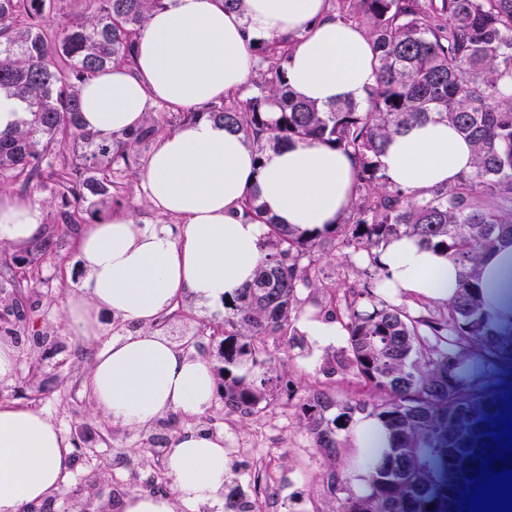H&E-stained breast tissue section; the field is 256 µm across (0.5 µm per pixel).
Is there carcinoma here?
<instances>
[{
    "label": "carcinoma",
    "mask_w": 512,
    "mask_h": 512,
    "mask_svg": "<svg viewBox=\"0 0 512 512\" xmlns=\"http://www.w3.org/2000/svg\"><path fill=\"white\" fill-rule=\"evenodd\" d=\"M84 16L55 21L60 0H0V91L23 104L24 117L0 131V179L20 194L52 184L44 205L65 234L97 219L102 198L141 180L139 151L165 133V106L120 137L82 125L84 82L114 66L133 65V49L152 12L168 0H84ZM336 18L353 19L372 41L376 84L367 107L345 102L319 107L289 89L285 64L293 41L249 44L256 59L251 95L186 112L243 135L257 156L270 141L298 139L332 145L358 164L355 200L343 225L300 231L264 216L246 196L245 214L266 226L272 249L255 277L227 302L224 318V405L243 417L267 401L269 339L289 328L298 292L322 285L312 267L317 251L348 248L369 260L381 281L377 251L411 236L440 247L459 265L457 295L442 319L414 317L347 282L338 287L348 312L347 354L335 360L378 393L377 400L340 398L310 389L300 421L315 447L336 459L338 431L358 414L378 418L390 448L370 470L369 493L351 492V473L332 468L323 482L341 512H458L449 495L470 484L474 461L494 441L488 428L503 415L496 385L512 377V331L494 329L478 295L479 265L504 237L512 238V0H344ZM454 126L473 146L469 171L454 183L418 192L392 184L379 163L385 143L413 122ZM371 310H360L363 299ZM224 512H254L236 484Z\"/></svg>",
    "instance_id": "cac0c4a2"
}]
</instances>
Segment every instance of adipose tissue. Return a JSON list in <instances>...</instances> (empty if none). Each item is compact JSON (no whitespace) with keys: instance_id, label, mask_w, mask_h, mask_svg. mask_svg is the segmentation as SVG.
Wrapping results in <instances>:
<instances>
[{"instance_id":"ef3b65f1","label":"adipose tissue","mask_w":512,"mask_h":512,"mask_svg":"<svg viewBox=\"0 0 512 512\" xmlns=\"http://www.w3.org/2000/svg\"><path fill=\"white\" fill-rule=\"evenodd\" d=\"M295 37L286 70L290 88L320 106L364 102L375 84L371 40L360 27L334 19L328 0H245L243 12L222 0H169L153 12L134 47L133 68L97 74L81 89L87 128L122 135L138 128L148 108L204 107L248 83L254 38ZM389 180L421 191L453 183L472 164L470 143L447 122L428 120L394 136L379 157ZM355 161L323 144L294 141L256 158L242 136L202 119L159 137L141 177L142 190L172 224L136 221L124 205L80 229L85 276L80 298L65 310L76 337H98L101 314L129 324L95 354L85 386L95 411L130 429L153 426L170 412L187 419L212 404L216 375L205 359L155 330L160 316L189 296L216 307L252 281L266 227L246 216L256 194L268 215L302 230L338 223L355 199ZM39 205L0 193V241L22 244L43 230ZM377 293L447 303L460 268L447 254L401 236L380 250ZM479 294L492 326L512 327V241L481 263ZM353 450L378 461L388 433L374 417L357 416ZM75 444L42 411L0 403V512H25L66 490ZM172 490L130 493L115 512H199L219 501L228 474L224 436L186 430L167 461Z\"/></svg>"}]
</instances>
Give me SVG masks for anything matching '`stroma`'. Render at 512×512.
<instances>
[{
	"instance_id": "1",
	"label": "stroma",
	"mask_w": 512,
	"mask_h": 512,
	"mask_svg": "<svg viewBox=\"0 0 512 512\" xmlns=\"http://www.w3.org/2000/svg\"><path fill=\"white\" fill-rule=\"evenodd\" d=\"M53 239L63 268L37 262L32 280H15L13 257L33 251V243L5 245L0 250V282L9 295H22L39 309L38 326L55 331L57 346L24 355L16 377L0 382V402H17L46 413L69 437H77L80 448L67 491L58 495L50 512H71L75 502L86 501L85 478L94 470L105 471L99 494L108 500L129 492H156V476L166 469V457L174 438L185 429L209 428L223 432L229 450L228 475L248 492L259 512H338L339 503L325 490L321 477L328 469H345L353 435L341 432L336 459H328L313 446L302 429L298 405L307 388L331 389L343 397L372 398L373 393L345 371H333L329 362L347 349L346 338L329 344L291 348L287 372L274 382V398L260 413L243 418L229 412L222 397H215L203 415L185 419L171 413L154 426L139 430L113 424L104 414H89L91 405L84 376L102 340L116 336L112 320L102 323L101 341L75 338L63 311L75 299L79 282L75 264L79 239L64 235L56 225L43 227ZM314 266L326 289L361 277L364 262L343 255L316 252ZM224 310H214L191 298L179 300L162 329L175 345L194 337L196 354L213 366L224 365L217 345L224 337Z\"/></svg>"
}]
</instances>
